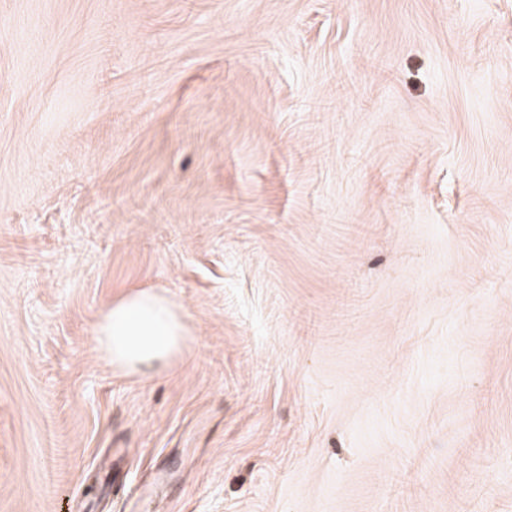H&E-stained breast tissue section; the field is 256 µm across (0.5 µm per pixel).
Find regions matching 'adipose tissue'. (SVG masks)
<instances>
[{"label":"adipose tissue","mask_w":512,"mask_h":512,"mask_svg":"<svg viewBox=\"0 0 512 512\" xmlns=\"http://www.w3.org/2000/svg\"><path fill=\"white\" fill-rule=\"evenodd\" d=\"M190 334L182 307L151 289H136L114 301L95 328L105 360L143 375L170 364Z\"/></svg>","instance_id":"obj_1"}]
</instances>
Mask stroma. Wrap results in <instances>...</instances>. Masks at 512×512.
I'll return each mask as SVG.
<instances>
[{
    "instance_id": "obj_1",
    "label": "stroma",
    "mask_w": 512,
    "mask_h": 512,
    "mask_svg": "<svg viewBox=\"0 0 512 512\" xmlns=\"http://www.w3.org/2000/svg\"><path fill=\"white\" fill-rule=\"evenodd\" d=\"M0 512H512V0H0ZM181 306L152 289L132 290L99 319L98 351L111 365L145 375L169 365L185 346L190 328Z\"/></svg>"
}]
</instances>
